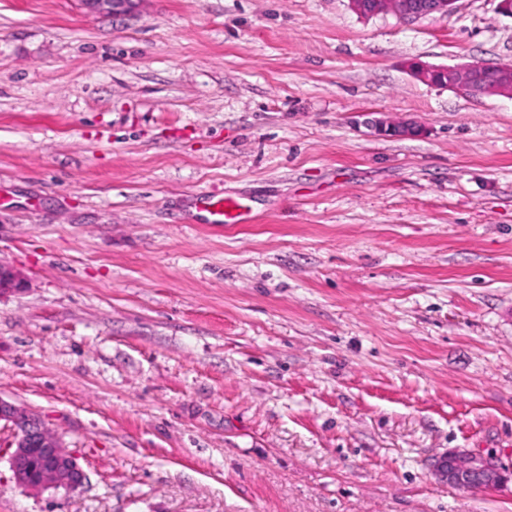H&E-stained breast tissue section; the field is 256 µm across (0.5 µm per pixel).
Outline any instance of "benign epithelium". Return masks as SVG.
<instances>
[{
	"instance_id": "benign-epithelium-1",
	"label": "benign epithelium",
	"mask_w": 512,
	"mask_h": 512,
	"mask_svg": "<svg viewBox=\"0 0 512 512\" xmlns=\"http://www.w3.org/2000/svg\"><path fill=\"white\" fill-rule=\"evenodd\" d=\"M354 10L373 16L396 6L400 17L408 22L433 13L446 14L456 0H350ZM412 73L420 81L443 88H457L471 95H507L512 98V65L472 63L462 66H439L416 62ZM371 127L382 136L414 133L418 128L378 118ZM20 275L0 264V295L23 289ZM13 425V441L7 448L10 469L16 482L30 490L48 487H79L85 475L76 458L66 451L46 423L0 398V421ZM41 452L45 468L36 474L30 466L31 453ZM440 477L449 483L473 490H491L503 482V475L491 462L468 454L450 452L436 464Z\"/></svg>"
}]
</instances>
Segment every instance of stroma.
Instances as JSON below:
<instances>
[{
	"mask_svg": "<svg viewBox=\"0 0 512 512\" xmlns=\"http://www.w3.org/2000/svg\"><path fill=\"white\" fill-rule=\"evenodd\" d=\"M415 62L512 64V16L0 0V399L85 474L18 485L2 420L0 512H512V99ZM199 202L210 215L211 224H246L251 219L250 210L239 202L216 199L211 195H202ZM436 471L448 483L464 489L491 490L503 482V475L491 462L468 454L448 452L436 464Z\"/></svg>",
	"mask_w": 512,
	"mask_h": 512,
	"instance_id": "1",
	"label": "stroma"
}]
</instances>
